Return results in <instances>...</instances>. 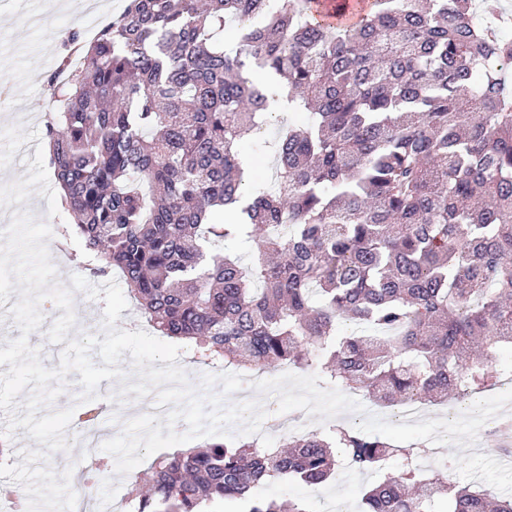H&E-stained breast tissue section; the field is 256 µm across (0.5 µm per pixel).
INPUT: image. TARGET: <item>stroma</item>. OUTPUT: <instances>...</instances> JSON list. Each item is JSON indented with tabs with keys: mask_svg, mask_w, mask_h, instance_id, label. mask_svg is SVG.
I'll use <instances>...</instances> for the list:
<instances>
[{
	"mask_svg": "<svg viewBox=\"0 0 512 512\" xmlns=\"http://www.w3.org/2000/svg\"><path fill=\"white\" fill-rule=\"evenodd\" d=\"M60 2L48 13L41 0H0V82L5 85L0 98V226L9 224L17 209L55 231L71 221L59 205L61 189L48 162L47 79L64 51L60 32L79 27L92 35L93 22L107 21L126 0H99L93 19L84 14L82 0ZM439 459L449 465V482L465 486L477 480L499 495H512V464L503 462L487 437L468 450L444 448ZM378 479L372 472L351 471L325 486L323 497L337 501L343 512H356L365 487Z\"/></svg>",
	"mask_w": 512,
	"mask_h": 512,
	"instance_id": "stroma-1",
	"label": "stroma"
}]
</instances>
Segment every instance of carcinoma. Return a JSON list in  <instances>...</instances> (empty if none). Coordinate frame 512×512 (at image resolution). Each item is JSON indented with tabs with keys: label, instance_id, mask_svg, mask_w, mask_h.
I'll return each instance as SVG.
<instances>
[{
	"label": "carcinoma",
	"instance_id": "cac0c4a2",
	"mask_svg": "<svg viewBox=\"0 0 512 512\" xmlns=\"http://www.w3.org/2000/svg\"><path fill=\"white\" fill-rule=\"evenodd\" d=\"M48 79L49 163L87 269L119 272L157 332L204 363L314 367L386 406L493 389L512 345V37L475 22L503 0H126ZM238 29L234 46L220 40ZM274 75L309 115L284 126L278 180L243 199L240 143ZM258 236L246 267L217 248ZM98 401L77 407L97 427ZM401 459L361 512H512V497L426 475L354 428L288 444L212 442L157 458L134 512H310L255 498Z\"/></svg>",
	"mask_w": 512,
	"mask_h": 512
}]
</instances>
